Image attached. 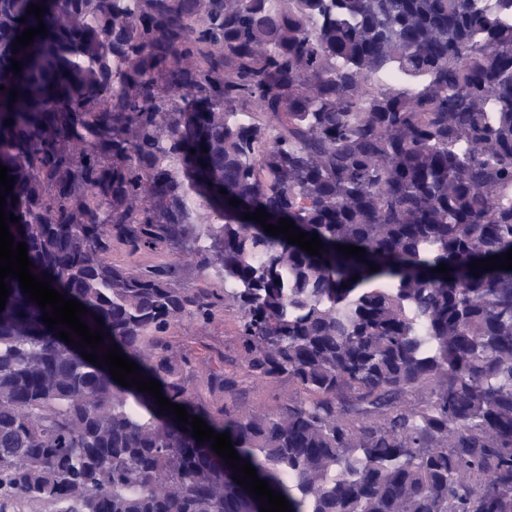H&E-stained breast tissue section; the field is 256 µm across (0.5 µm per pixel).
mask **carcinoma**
<instances>
[{"mask_svg": "<svg viewBox=\"0 0 512 512\" xmlns=\"http://www.w3.org/2000/svg\"><path fill=\"white\" fill-rule=\"evenodd\" d=\"M0 86L33 274L292 512H512V270L469 267L512 249V0H0ZM116 246L189 251L224 287ZM5 284L0 512H259L211 442ZM228 309L233 354L176 348ZM285 378L277 411L242 410L244 382ZM165 253L139 251L132 253L127 248L118 246L112 251V260L118 264L145 267L166 260Z\"/></svg>", "mask_w": 512, "mask_h": 512, "instance_id": "cac0c4a2", "label": "carcinoma"}]
</instances>
